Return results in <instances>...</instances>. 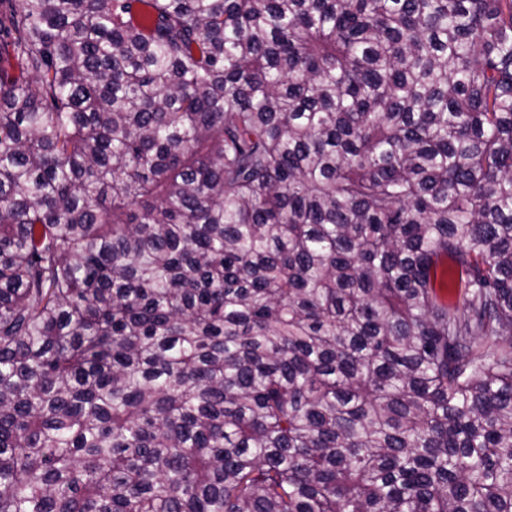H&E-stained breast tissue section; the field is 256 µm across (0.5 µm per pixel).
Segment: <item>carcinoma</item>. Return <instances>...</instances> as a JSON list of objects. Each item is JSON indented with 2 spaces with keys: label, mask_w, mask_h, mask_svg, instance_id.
Returning <instances> with one entry per match:
<instances>
[{
  "label": "carcinoma",
  "mask_w": 512,
  "mask_h": 512,
  "mask_svg": "<svg viewBox=\"0 0 512 512\" xmlns=\"http://www.w3.org/2000/svg\"><path fill=\"white\" fill-rule=\"evenodd\" d=\"M0 512H512V0H0Z\"/></svg>",
  "instance_id": "obj_1"
}]
</instances>
